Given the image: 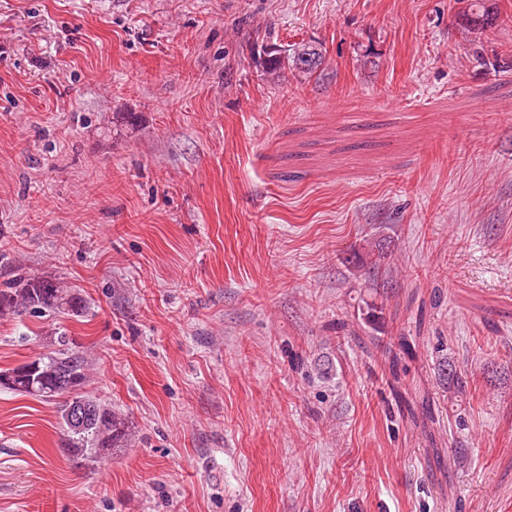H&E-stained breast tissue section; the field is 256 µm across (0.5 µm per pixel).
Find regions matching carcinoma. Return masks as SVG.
I'll list each match as a JSON object with an SVG mask.
<instances>
[{
  "mask_svg": "<svg viewBox=\"0 0 512 512\" xmlns=\"http://www.w3.org/2000/svg\"><path fill=\"white\" fill-rule=\"evenodd\" d=\"M470 27L494 25L495 14L488 9L464 11L459 15ZM304 72H311L321 63L316 50L301 47L277 50L268 60L269 67L279 69L287 62ZM84 308L82 298L60 288L51 279L24 272L0 289V318L24 313H71L79 315ZM53 349L9 372H0V387L14 393L40 398H60L61 424L66 428V453L78 466L99 464L121 447L129 436V425L112 408L81 393L86 383L87 360L81 346L71 337L54 338ZM439 371L448 386L461 387L463 375L451 361H443Z\"/></svg>",
  "mask_w": 512,
  "mask_h": 512,
  "instance_id": "obj_1",
  "label": "carcinoma"
}]
</instances>
